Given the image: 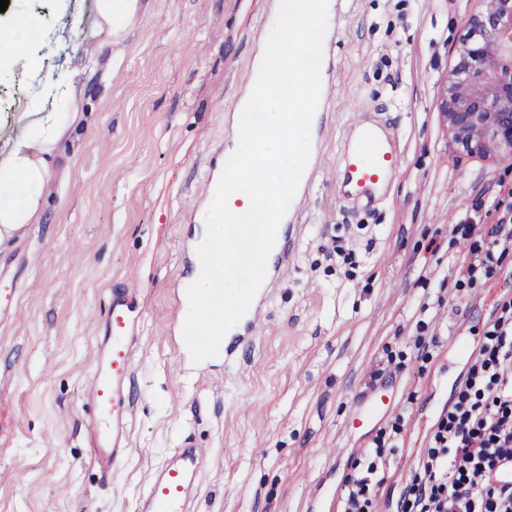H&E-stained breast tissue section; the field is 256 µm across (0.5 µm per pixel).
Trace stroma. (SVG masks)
<instances>
[{
    "label": "stroma",
    "mask_w": 512,
    "mask_h": 512,
    "mask_svg": "<svg viewBox=\"0 0 512 512\" xmlns=\"http://www.w3.org/2000/svg\"><path fill=\"white\" fill-rule=\"evenodd\" d=\"M333 91L319 163L300 208L287 273L264 322L230 364H197L178 317L202 227L181 198L201 195L234 139L251 89L268 0H140L120 43L79 40L89 125L60 150L41 223L0 244L20 293L0 324V512H138L184 438L210 451L191 512H336L359 449L403 415L378 512H400L441 412L466 379L494 298L512 295V248L487 284L452 268L467 212L490 232L512 191V160L455 151L443 90L479 0H338ZM41 12L75 40L57 0H9L5 18ZM120 68L111 69L114 55ZM29 60L0 74V154L11 149ZM396 138L402 166L372 205L339 198L336 171L362 113ZM136 283L130 452L104 476L89 458L85 372L113 295ZM442 300L425 327L423 300ZM429 346L420 359L416 340ZM394 358L400 372L374 374ZM390 409L366 421L364 400Z\"/></svg>",
    "instance_id": "obj_1"
}]
</instances>
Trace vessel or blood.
Instances as JSON below:
<instances>
[{
	"label": "vessel or blood",
	"mask_w": 512,
	"mask_h": 512,
	"mask_svg": "<svg viewBox=\"0 0 512 512\" xmlns=\"http://www.w3.org/2000/svg\"><path fill=\"white\" fill-rule=\"evenodd\" d=\"M402 160L392 142L369 120L359 121L341 159L340 194L352 201H373L376 189L395 173ZM295 218L287 212L280 224L270 254L275 269L288 263L291 243L288 225ZM16 279L0 270V323L10 320L17 298ZM260 312L252 302L239 323L227 332L219 354L231 357L237 347L254 334ZM131 315L125 295L113 297L106 321V334L97 346L95 364L84 398L91 406L90 458L104 475L128 454V423L133 411L129 387L133 380ZM205 453L192 442H184L176 464L165 467L152 479L143 501L145 512H188V478L201 468Z\"/></svg>",
	"instance_id": "1"
}]
</instances>
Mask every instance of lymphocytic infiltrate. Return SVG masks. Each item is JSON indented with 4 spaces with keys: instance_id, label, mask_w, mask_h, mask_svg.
Wrapping results in <instances>:
<instances>
[{
    "instance_id": "1",
    "label": "lymphocytic infiltrate",
    "mask_w": 512,
    "mask_h": 512,
    "mask_svg": "<svg viewBox=\"0 0 512 512\" xmlns=\"http://www.w3.org/2000/svg\"><path fill=\"white\" fill-rule=\"evenodd\" d=\"M477 229L459 221L455 232L468 241L458 271L468 282L492 279L501 239L472 242ZM498 317L448 412L441 414L428 446L405 483L401 512H512V298L499 297ZM393 454L385 436L363 449L340 498V512H375Z\"/></svg>"
}]
</instances>
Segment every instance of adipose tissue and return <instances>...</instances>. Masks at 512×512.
Here are the masks:
<instances>
[{
    "label": "adipose tissue",
    "mask_w": 512,
    "mask_h": 512,
    "mask_svg": "<svg viewBox=\"0 0 512 512\" xmlns=\"http://www.w3.org/2000/svg\"><path fill=\"white\" fill-rule=\"evenodd\" d=\"M96 17L86 24L74 15L76 32L92 28L94 34L114 39L129 26L136 0H96ZM17 24L38 29L41 40L30 63L31 91L18 117L19 133L7 158H0V242L25 233L40 223L38 198L51 178L54 160L64 142L76 141L85 122L76 96L74 74L67 69L44 71L46 56L58 53L52 19L42 15L16 16Z\"/></svg>",
    "instance_id": "adipose-tissue-1"
}]
</instances>
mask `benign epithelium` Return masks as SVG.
Segmentation results:
<instances>
[{
	"label": "benign epithelium",
	"mask_w": 512,
	"mask_h": 512,
	"mask_svg": "<svg viewBox=\"0 0 512 512\" xmlns=\"http://www.w3.org/2000/svg\"><path fill=\"white\" fill-rule=\"evenodd\" d=\"M443 115L469 156L512 159V0H482L448 74Z\"/></svg>",
	"instance_id": "obj_1"
}]
</instances>
